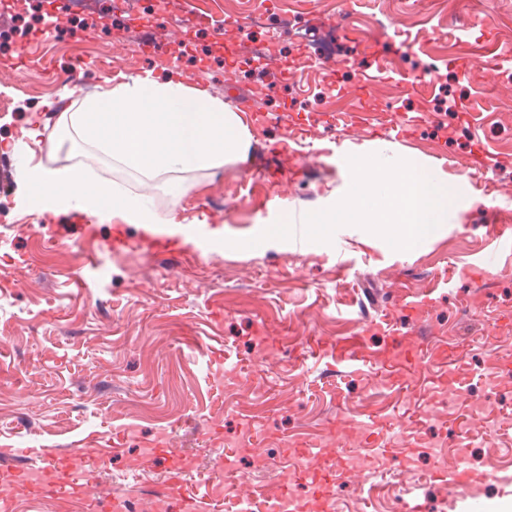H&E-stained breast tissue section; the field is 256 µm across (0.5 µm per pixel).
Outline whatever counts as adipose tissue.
<instances>
[{
  "label": "adipose tissue",
  "instance_id": "adipose-tissue-1",
  "mask_svg": "<svg viewBox=\"0 0 512 512\" xmlns=\"http://www.w3.org/2000/svg\"><path fill=\"white\" fill-rule=\"evenodd\" d=\"M57 125L147 180L222 168L244 160L252 143L242 112L206 89L149 72L115 83L74 111L59 113ZM348 163L347 196L329 210L303 216V223L360 224L369 238L405 250L418 248L447 223L457 191L414 155L390 162L353 156ZM16 200L31 212L76 211L102 223L135 224L152 232L163 222L143 197L118 185L92 182L79 165L64 170L42 163L26 167Z\"/></svg>",
  "mask_w": 512,
  "mask_h": 512
}]
</instances>
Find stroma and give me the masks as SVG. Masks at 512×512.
I'll list each match as a JSON object with an SVG mask.
<instances>
[{
  "instance_id": "35a3bbf8",
  "label": "stroma",
  "mask_w": 512,
  "mask_h": 512,
  "mask_svg": "<svg viewBox=\"0 0 512 512\" xmlns=\"http://www.w3.org/2000/svg\"><path fill=\"white\" fill-rule=\"evenodd\" d=\"M213 0L230 21L222 34L208 26L173 36L144 18L107 16L94 0H71L70 33L56 31L43 0L25 9L0 6V447L56 444L72 449L91 504L121 500V478L140 474L137 502L175 507L200 469L224 480L217 460L235 451L239 472L260 487L305 498L319 512L288 449L327 439L337 419L389 415V386L349 367L326 376L325 360L303 355L314 336L331 340L364 333V353L380 365L390 332L421 329L438 355L457 347L472 374L488 364L512 367V329L494 321L512 316V252L493 254L489 213L512 211V0ZM467 41L470 53L456 49ZM157 45L154 54L142 43ZM81 56V88L54 86ZM180 73L192 85L238 107V92L266 87L246 118L252 145L246 161L218 170L179 174V197L158 180H140L106 156L63 140L68 162H82L101 180L147 196L156 210L200 235L198 249L178 257L143 250L139 228L109 251L110 223L95 239L77 230L78 212L53 216L20 209L15 201L24 163H58L50 155L56 130L46 107L62 111L106 89L109 79L144 71ZM368 110L365 127L342 125L336 106ZM413 119L411 139L385 128ZM38 124L42 140L18 144L21 127ZM451 133H444V126ZM486 147V172L463 169L474 143ZM354 152H410L462 183L470 198L419 248L397 251L369 241L353 224L328 230L289 225L274 242L262 239L266 221L325 210L348 190L342 159ZM312 163L305 178L269 185L255 164ZM495 255L493 277L467 283L464 273ZM455 287H445L449 273ZM436 285V303L423 318L400 307L411 292ZM423 386L398 406L413 418L404 440L416 448L414 467L399 484L413 487L429 512H492L512 501V465L498 479L473 486L433 476L428 445L447 439L455 422L488 426L472 449L471 466L489 468L492 449L512 448V377L482 408L449 399L432 418ZM262 426L261 455L238 450L240 436ZM221 437L204 441L200 428ZM162 438L185 452L192 467L160 468L148 449ZM114 443L111 457L88 465L92 450ZM23 499L19 512H91L90 506ZM333 512H398L397 498L368 502L355 482L332 487Z\"/></svg>"
}]
</instances>
